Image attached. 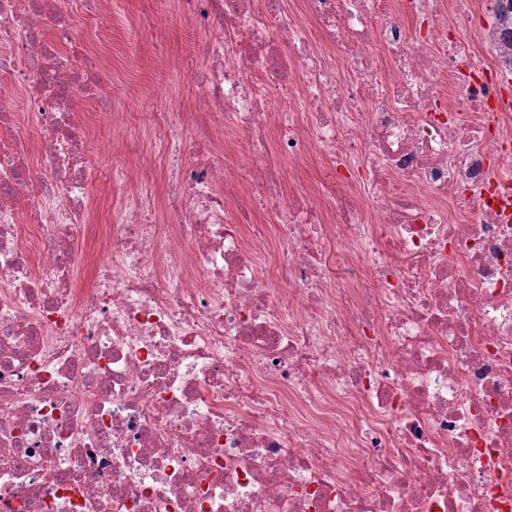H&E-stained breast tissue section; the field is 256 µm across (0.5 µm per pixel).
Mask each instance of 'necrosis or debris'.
I'll list each match as a JSON object with an SVG mask.
<instances>
[{"label": "necrosis or debris", "instance_id": "obj_1", "mask_svg": "<svg viewBox=\"0 0 512 512\" xmlns=\"http://www.w3.org/2000/svg\"><path fill=\"white\" fill-rule=\"evenodd\" d=\"M73 4L0 0V512H512V111L483 79L512 73V0H180L198 91L121 171L87 288L86 172L138 100L89 80L108 45L64 53ZM485 10L484 47L456 40ZM77 109L86 113L89 125L98 132L108 133L112 121V101L97 102L96 100L85 99L79 101ZM309 177L326 194H336V182L331 178L330 172L318 158L305 161Z\"/></svg>", "mask_w": 512, "mask_h": 512}]
</instances>
